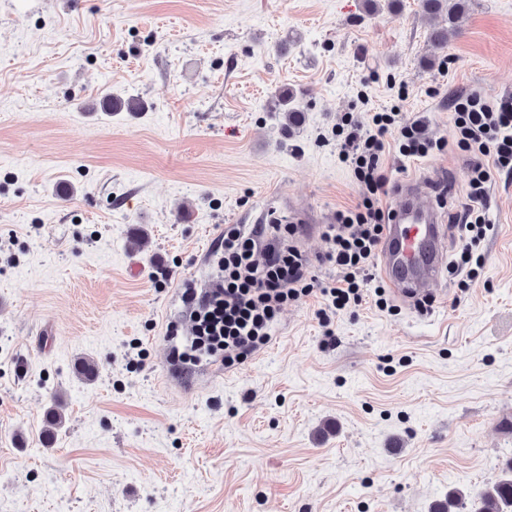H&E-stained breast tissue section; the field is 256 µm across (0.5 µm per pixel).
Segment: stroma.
<instances>
[{"mask_svg": "<svg viewBox=\"0 0 512 512\" xmlns=\"http://www.w3.org/2000/svg\"><path fill=\"white\" fill-rule=\"evenodd\" d=\"M431 27L418 0H0V512H431L499 478L512 173L490 187L479 278L443 274L428 312L378 308L377 277L326 324L320 292L288 302L243 363L180 374L169 353L226 225H314L295 243L335 279L320 230L358 197L346 115L370 125L406 90L445 146L384 167L444 214L465 201L450 100L512 96V0H466L430 67ZM285 88L306 108L290 134L269 109ZM114 96L143 107L110 113Z\"/></svg>", "mask_w": 512, "mask_h": 512, "instance_id": "35a3bbf8", "label": "stroma"}]
</instances>
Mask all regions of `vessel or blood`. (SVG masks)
<instances>
[{
	"mask_svg": "<svg viewBox=\"0 0 512 512\" xmlns=\"http://www.w3.org/2000/svg\"><path fill=\"white\" fill-rule=\"evenodd\" d=\"M425 192L417 183L400 186L399 204L380 245L379 272L392 293L411 307L436 297L447 256L446 227L434 205L421 202Z\"/></svg>",
	"mask_w": 512,
	"mask_h": 512,
	"instance_id": "b4317fda",
	"label": "vessel or blood"
}]
</instances>
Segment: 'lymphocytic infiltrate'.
<instances>
[{
  "mask_svg": "<svg viewBox=\"0 0 512 512\" xmlns=\"http://www.w3.org/2000/svg\"><path fill=\"white\" fill-rule=\"evenodd\" d=\"M451 106L453 136L470 158L467 201L453 216L469 234L457 265L474 278L482 266L477 248L491 222L489 183L494 172L512 170V97L491 100L470 92L455 95ZM391 133L397 136L393 144L400 156L409 161L442 147L422 120L405 118L396 106L374 112L368 126L346 121L336 148L354 173L358 198L353 206L337 211L323 233L329 244L323 259L335 267V282L318 281L301 252L288 244L296 233L294 225L258 224L248 231L225 226L218 244L224 252L219 282L206 291L189 287L183 292L207 355L220 352L225 366L238 364L268 342L285 303L316 290L330 308L361 305L377 248L392 220L391 211L382 205L390 189L382 157Z\"/></svg>",
  "mask_w": 512,
  "mask_h": 512,
  "instance_id": "obj_1",
  "label": "lymphocytic infiltrate"
}]
</instances>
